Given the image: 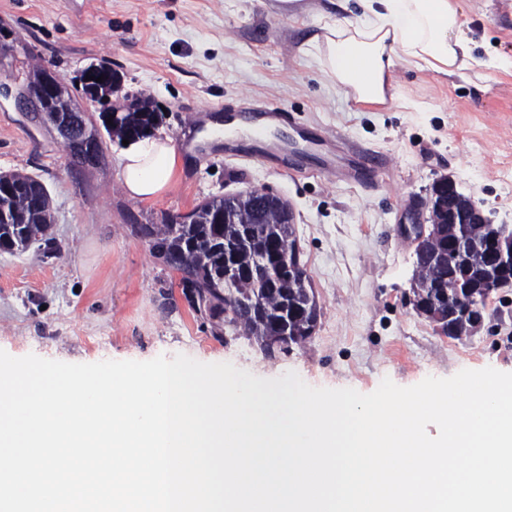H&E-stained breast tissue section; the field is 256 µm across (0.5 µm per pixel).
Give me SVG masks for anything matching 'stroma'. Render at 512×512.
Returning <instances> with one entry per match:
<instances>
[{
  "label": "stroma",
  "mask_w": 512,
  "mask_h": 512,
  "mask_svg": "<svg viewBox=\"0 0 512 512\" xmlns=\"http://www.w3.org/2000/svg\"><path fill=\"white\" fill-rule=\"evenodd\" d=\"M456 6L472 57L512 59V0ZM345 15L343 0H0V173L47 187L56 245L0 251V349L68 363L184 354L363 394L386 378L409 387L463 369L511 370L512 288L492 293L475 335H440L408 302L413 247L397 227L422 221L430 186L445 176L512 224V68L401 67L392 99L364 103L308 52L323 24ZM100 60L121 78L112 104L146 102L158 114L153 137L184 157L153 199L126 193L120 141L103 137L105 165L86 169L18 104L37 63L98 119L103 107L84 98L80 75ZM244 104L290 120L263 145L243 133L213 138L211 123ZM201 109L205 121L191 123ZM353 155L382 162L373 187L316 177L324 157L342 165ZM252 189L288 202L320 307L312 337L271 356L202 319L140 230Z\"/></svg>",
  "instance_id": "1"
}]
</instances>
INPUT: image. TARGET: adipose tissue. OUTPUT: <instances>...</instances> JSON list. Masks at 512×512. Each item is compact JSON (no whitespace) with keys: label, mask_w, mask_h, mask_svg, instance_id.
<instances>
[{"label":"adipose tissue","mask_w":512,"mask_h":512,"mask_svg":"<svg viewBox=\"0 0 512 512\" xmlns=\"http://www.w3.org/2000/svg\"><path fill=\"white\" fill-rule=\"evenodd\" d=\"M356 18L325 23L309 50L325 77L359 101L385 103L397 65L454 74L468 69L471 54L453 0H355ZM127 193L147 200L166 190L182 159L168 142L145 138L121 157Z\"/></svg>","instance_id":"obj_1"}]
</instances>
